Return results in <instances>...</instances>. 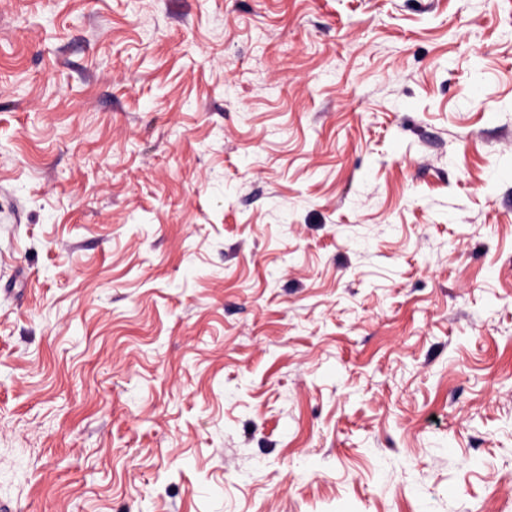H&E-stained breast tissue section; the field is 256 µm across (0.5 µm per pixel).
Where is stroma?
Masks as SVG:
<instances>
[{
    "instance_id": "35a3bbf8",
    "label": "stroma",
    "mask_w": 512,
    "mask_h": 512,
    "mask_svg": "<svg viewBox=\"0 0 512 512\" xmlns=\"http://www.w3.org/2000/svg\"><path fill=\"white\" fill-rule=\"evenodd\" d=\"M9 512H512V0H0Z\"/></svg>"
}]
</instances>
